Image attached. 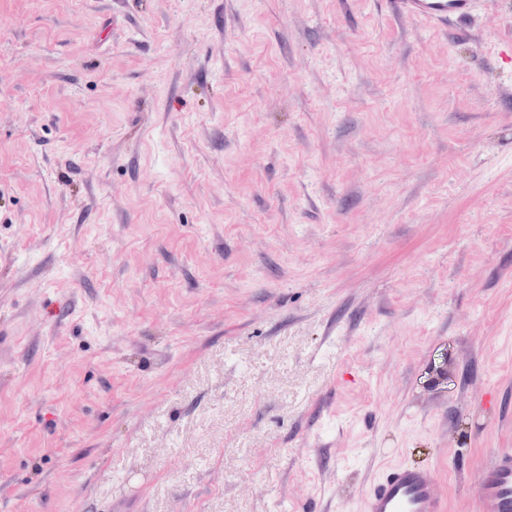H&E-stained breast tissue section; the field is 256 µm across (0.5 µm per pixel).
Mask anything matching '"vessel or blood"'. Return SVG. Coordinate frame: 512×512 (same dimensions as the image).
Masks as SVG:
<instances>
[{
    "mask_svg": "<svg viewBox=\"0 0 512 512\" xmlns=\"http://www.w3.org/2000/svg\"><path fill=\"white\" fill-rule=\"evenodd\" d=\"M394 11L447 27L472 16L478 0H389ZM482 512H512V449L496 452L476 476ZM365 512H446L447 501L434 472L427 467L396 464L383 468L364 497Z\"/></svg>",
    "mask_w": 512,
    "mask_h": 512,
    "instance_id": "vessel-or-blood-1",
    "label": "vessel or blood"
}]
</instances>
